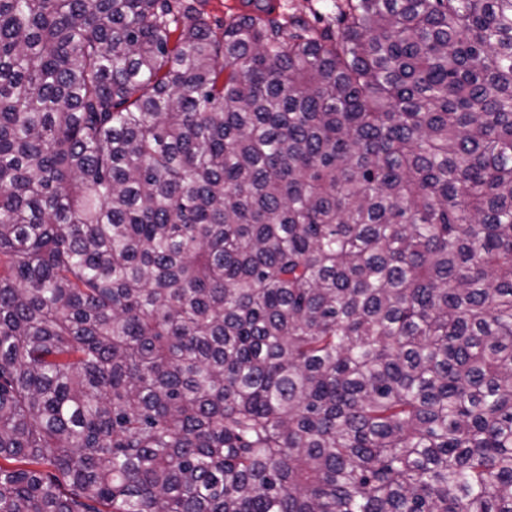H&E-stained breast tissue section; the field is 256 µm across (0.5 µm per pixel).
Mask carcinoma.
I'll use <instances>...</instances> for the list:
<instances>
[{"label": "carcinoma", "mask_w": 512, "mask_h": 512, "mask_svg": "<svg viewBox=\"0 0 512 512\" xmlns=\"http://www.w3.org/2000/svg\"><path fill=\"white\" fill-rule=\"evenodd\" d=\"M0 0V512H512V0ZM241 1L244 0H199L196 5L214 27L230 14L244 10ZM263 3H269L274 7L273 15H280L288 18L292 14L304 15L310 21H313V15L316 17H326L335 11L336 0H263Z\"/></svg>", "instance_id": "cac0c4a2"}]
</instances>
